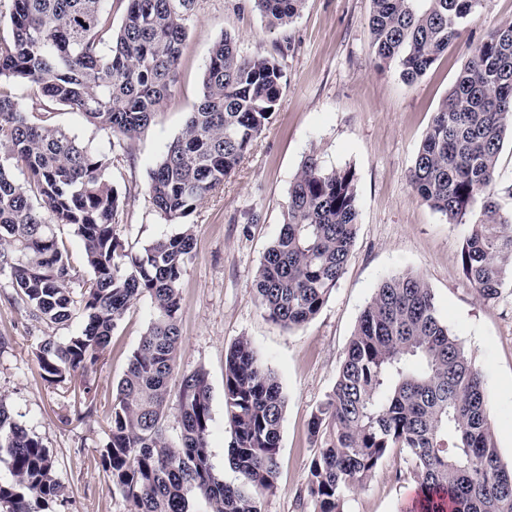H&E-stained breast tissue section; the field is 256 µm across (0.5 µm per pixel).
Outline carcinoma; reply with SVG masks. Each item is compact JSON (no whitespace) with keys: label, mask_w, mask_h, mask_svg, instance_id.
Here are the masks:
<instances>
[{"label":"carcinoma","mask_w":512,"mask_h":512,"mask_svg":"<svg viewBox=\"0 0 512 512\" xmlns=\"http://www.w3.org/2000/svg\"><path fill=\"white\" fill-rule=\"evenodd\" d=\"M376 58L395 62L412 83L460 37L483 0H371ZM304 0H253L271 29L300 15ZM195 0H126L112 26V0H11V34L0 37V274L10 276L30 314L51 325L81 310L80 334L48 335L36 358L41 378L64 387L92 368L127 310L146 297L153 319L117 385L103 470L129 512H190L189 494L209 512H262L274 491L285 398L274 374L242 337L224 362V406L232 427L228 485L210 459L207 372L182 374L179 442L168 441L170 381L181 348L180 283L194 248L186 219L224 184L271 119L284 72L261 52L241 53L230 34L209 53L202 95L151 170L146 193L180 232L138 255L117 235L124 202L104 177L108 155L66 129L34 121L10 84L28 82L51 102L84 115L124 153L164 111ZM512 136V21L477 45L438 107L409 182L414 194L450 224H469L463 270L479 297L512 288V213L497 200V163ZM27 176L18 183L13 170ZM480 212L469 218L474 204ZM51 218L45 217V212ZM358 209L354 172L326 169L311 154L288 192L284 222L253 287L259 307L283 327L306 324L345 272ZM83 242L88 277L79 274L51 224ZM316 452L306 486L314 512H344L346 496L394 449L412 461L424 512H512V466L491 428L481 372L438 312L418 275H393L362 311L336 383L309 426ZM13 481L0 484V512H53L61 490L42 442L0 403V451Z\"/></svg>","instance_id":"1"}]
</instances>
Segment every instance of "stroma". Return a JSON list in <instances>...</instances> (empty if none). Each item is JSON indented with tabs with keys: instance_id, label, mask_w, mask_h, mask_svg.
<instances>
[{
	"instance_id": "35a3bbf8",
	"label": "stroma",
	"mask_w": 512,
	"mask_h": 512,
	"mask_svg": "<svg viewBox=\"0 0 512 512\" xmlns=\"http://www.w3.org/2000/svg\"><path fill=\"white\" fill-rule=\"evenodd\" d=\"M371 0H305L296 21L270 30L251 0H196L187 23L178 90L164 112L135 139L129 154L113 160L106 178L126 197L117 234L134 254L179 232L143 192L166 145L176 138L202 93V74L213 43L224 34L244 54L262 52L281 62L279 104L251 150L223 185L189 216L194 257L181 281L179 373L205 369L211 384L210 457L225 483L238 475L227 460L231 424L224 406V359L248 338L277 376L286 399L276 489L262 512H313L300 502L315 447L309 423L332 390L360 314L386 278L421 276L433 290L441 318L483 373L492 429L501 458L512 464V293L479 298L460 252L468 227L449 224L423 204L409 185V170L441 101L479 44L512 20V0H484L463 37L417 81L408 84L396 63L377 60L368 19ZM54 125L82 145L109 152L107 135L81 113L37 102ZM317 154L326 168L355 174L358 229L345 272L319 313L284 329L259 308L253 280L278 236L290 185L304 158ZM153 316L148 300L132 305L112 333L89 380L92 413L76 420L79 390L42 380L35 353L47 335L79 333L81 316L55 328L32 318L7 276L0 275V403L48 450L62 488L54 512H128L129 504L99 464L112 402L129 359ZM405 456L391 454L347 498L345 512H405L415 489Z\"/></svg>"
}]
</instances>
